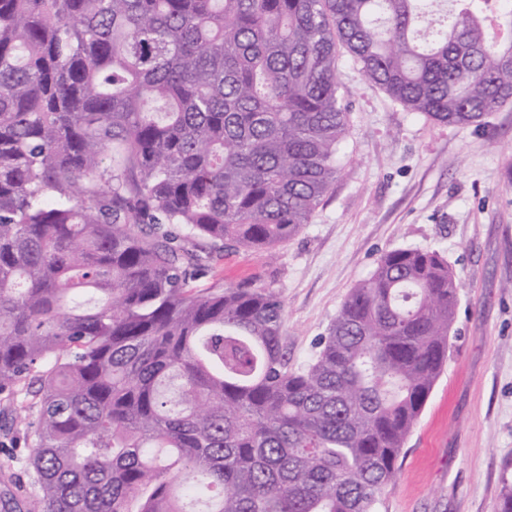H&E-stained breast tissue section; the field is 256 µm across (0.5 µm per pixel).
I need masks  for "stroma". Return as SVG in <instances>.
<instances>
[{
  "mask_svg": "<svg viewBox=\"0 0 512 512\" xmlns=\"http://www.w3.org/2000/svg\"><path fill=\"white\" fill-rule=\"evenodd\" d=\"M340 83L346 164L312 223L270 250L215 254L198 286L276 288L297 367L384 252L442 253L459 284L448 361L380 512H498L512 480V106L450 126L414 118L351 65ZM27 446L25 424L0 413V512H41Z\"/></svg>",
  "mask_w": 512,
  "mask_h": 512,
  "instance_id": "stroma-1",
  "label": "stroma"
}]
</instances>
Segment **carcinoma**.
Masks as SVG:
<instances>
[{
    "label": "carcinoma",
    "instance_id": "1",
    "mask_svg": "<svg viewBox=\"0 0 512 512\" xmlns=\"http://www.w3.org/2000/svg\"><path fill=\"white\" fill-rule=\"evenodd\" d=\"M347 62L418 118L512 105L509 0H0V392L43 512H379L458 282L384 253L306 366L270 287L193 286L336 182Z\"/></svg>",
    "mask_w": 512,
    "mask_h": 512
}]
</instances>
